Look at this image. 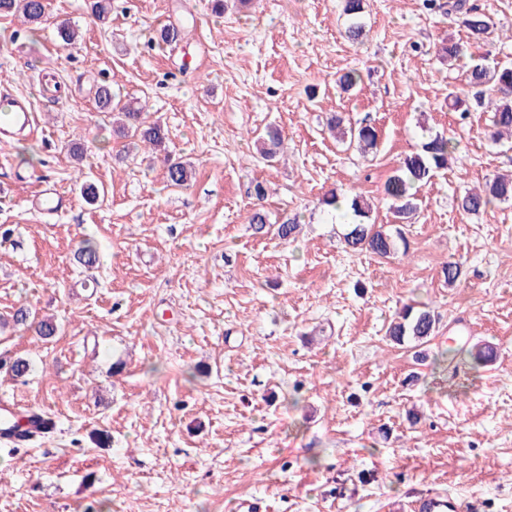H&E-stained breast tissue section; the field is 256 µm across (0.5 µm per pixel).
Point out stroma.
<instances>
[{
	"instance_id": "1",
	"label": "stroma",
	"mask_w": 512,
	"mask_h": 512,
	"mask_svg": "<svg viewBox=\"0 0 512 512\" xmlns=\"http://www.w3.org/2000/svg\"><path fill=\"white\" fill-rule=\"evenodd\" d=\"M46 2L40 30L0 17V83L32 99L38 124L0 140V314L25 306L57 332L0 329V398L57 428L0 452V512H399L443 491L512 512V202L457 208L512 174V148L487 138L484 108L448 109L463 67L433 47L465 29L423 0H365L358 43L340 0H224L220 17L208 0H112L104 23L89 0ZM468 2L492 21L481 53L512 65V0ZM62 23L76 45H57ZM169 24L184 40L152 44ZM349 70L361 79L346 92ZM103 83L164 126L163 147L128 150L95 108ZM334 112L371 120L377 152L336 142ZM421 119L459 159L422 190L407 254L345 251L320 198L359 194L395 225L383 186ZM270 126L284 142L267 162L255 142ZM169 157L190 163L189 187L170 186ZM255 181L270 223L298 220L295 241L253 234ZM42 185L70 207L31 213ZM85 238L91 268L74 258ZM447 261L463 265L452 286ZM406 305L437 318L422 345L386 334ZM461 325L496 348L492 364L442 358ZM19 357L34 369L15 379Z\"/></svg>"
}]
</instances>
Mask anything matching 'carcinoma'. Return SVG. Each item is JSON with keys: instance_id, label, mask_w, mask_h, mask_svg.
Instances as JSON below:
<instances>
[{"instance_id": "obj_1", "label": "carcinoma", "mask_w": 512, "mask_h": 512, "mask_svg": "<svg viewBox=\"0 0 512 512\" xmlns=\"http://www.w3.org/2000/svg\"><path fill=\"white\" fill-rule=\"evenodd\" d=\"M363 0H343V13L350 24L347 33L352 40L366 36L365 25L360 20L363 12ZM44 0H0V16L19 14L30 25L39 26L45 17ZM462 13L461 24L468 30L472 43L478 45L486 41L491 28L487 16L474 9L462 11V5L450 0L447 14ZM182 39V29L173 25L161 27L154 40L159 44L170 45ZM437 55L444 61L452 62L466 56L464 47L456 42L444 43L436 48ZM466 78L471 87L478 90L477 104L487 105L492 112L491 125L487 129L489 139L497 144L512 137V66H491L482 56L471 60L466 71ZM97 107L102 112L117 113L116 131L123 138H136L142 143L160 147L165 143L166 133L158 123H148L143 118V107L120 104L112 94L109 85H102L95 92ZM327 127L336 133V137L356 147L361 153L368 154L378 147L376 127L365 124L358 127L344 126L339 115L328 119ZM282 144V133L277 128L267 131L260 148L263 158L271 160L276 157ZM456 149L454 138L443 134L427 135L420 150L407 155L400 166L386 180L384 194L390 201V209L399 223L411 220L419 207V194L423 187L430 184L435 175L448 168V156ZM167 180L170 185L183 188L191 180L188 164L181 161H168ZM512 201V177L497 176L486 184L484 190H469L458 201V208L467 215H476L496 202ZM323 204L339 208L345 205L354 216V223L343 234L346 248L352 252H369L379 258H389L396 254L398 245H407L404 231L397 227L395 232L386 231L381 226L369 223L373 204L359 195H339L332 190L325 194ZM250 228L254 234L265 235L274 232L283 241L294 237L297 225L292 221L272 226L261 209L253 211ZM77 256L84 265H93L99 259L97 244L91 239L81 242ZM436 318L430 310L417 309L411 305L404 306L388 328V336L398 344L406 342L424 343L436 333ZM462 355L468 354L476 365L490 363L494 352L488 346H477L470 350H457Z\"/></svg>"}]
</instances>
